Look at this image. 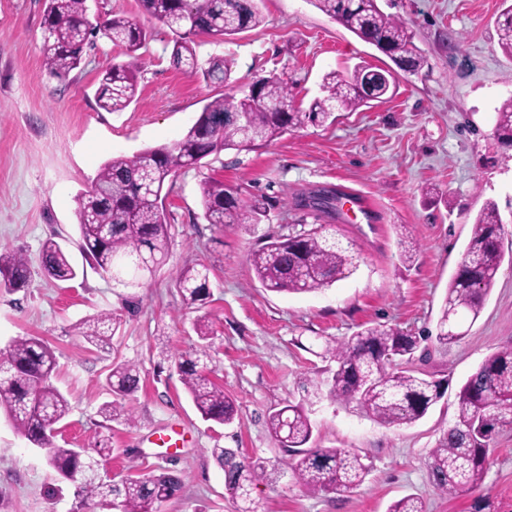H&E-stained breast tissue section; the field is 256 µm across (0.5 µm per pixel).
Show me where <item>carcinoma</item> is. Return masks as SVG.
Segmentation results:
<instances>
[{
    "instance_id": "carcinoma-1",
    "label": "carcinoma",
    "mask_w": 512,
    "mask_h": 512,
    "mask_svg": "<svg viewBox=\"0 0 512 512\" xmlns=\"http://www.w3.org/2000/svg\"><path fill=\"white\" fill-rule=\"evenodd\" d=\"M142 13L165 24L174 34L173 63L191 73L220 83L230 70L222 60L200 66L191 37L207 34L229 39L264 22L263 0H138ZM362 41L387 56L393 66L371 69L357 66L347 76L330 72L323 77V95L308 108L295 107L288 79L273 75L233 87L206 103L185 136L171 145L147 148L132 157L106 161L85 191L76 195L75 213L80 247L86 262L112 276L126 288L143 284L166 265L171 225L162 191L181 171L211 155L233 149L254 151L285 133L307 125L335 121L336 108L356 111L386 96L396 75L416 74L427 64L407 24L385 13L378 0H309ZM499 46L512 57V4L496 19ZM44 55L47 69L64 79L82 60L91 38L99 37L125 48L130 61L114 63L99 80L96 100L108 112H121L137 92L135 53L146 43L147 31L120 13L90 19L87 0H47L44 14ZM494 137L512 142V99L496 112ZM336 190H320L295 202L300 210L336 213ZM203 217L209 224L255 225L265 217L257 204L241 203L224 183L206 181L201 189ZM505 229L496 202L479 209L471 237L452 276L437 320L436 339L448 344L460 337L458 317L477 319L504 259ZM250 264L261 287L271 292L308 293L351 277L359 268V254L342 247L329 224L291 229L288 234L265 235L250 253ZM40 269L49 281L68 282L78 269L53 239L40 251ZM31 267L25 255L0 249V288L15 291L28 285ZM184 303L202 304L210 295L207 268L184 267L175 277ZM82 336L92 345L111 340L112 315H97L84 323ZM195 332L202 343L178 361L181 381L206 421L230 425L234 402L205 374L204 358L209 325L200 320ZM421 337L398 326H367L326 352L336 361L328 396L388 426L408 425L423 418L443 396L440 380L424 373L417 356ZM57 365L54 349L37 336L12 341L0 359V410L34 447L44 451L48 466L62 479L76 484L83 502L112 499L120 512H158L181 488L178 477L102 478L99 459L110 449L97 448L92 456L83 448H62L48 440L51 431L69 414L67 398L53 384ZM137 365L124 361L110 369L107 384L119 399L135 392ZM268 430L289 456L285 465L296 481L312 492L341 494L360 486L371 471L362 457L342 448H311L313 426L300 404L284 405L268 414ZM512 425V344L487 356L460 388L456 421L430 455L434 487L447 495L474 489L481 483L498 430ZM211 454L224 470V483L241 512H258L250 498L254 483L266 479L268 466L249 461L230 448ZM388 512H425L422 502L406 497Z\"/></svg>"
}]
</instances>
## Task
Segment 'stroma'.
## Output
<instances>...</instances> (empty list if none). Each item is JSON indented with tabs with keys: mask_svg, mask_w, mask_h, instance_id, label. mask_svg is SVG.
<instances>
[{
	"mask_svg": "<svg viewBox=\"0 0 512 512\" xmlns=\"http://www.w3.org/2000/svg\"><path fill=\"white\" fill-rule=\"evenodd\" d=\"M90 13L139 18L150 37L136 53L138 91L124 111L101 109L95 97L103 70L126 61L122 47L101 40L66 81L44 61L45 0H0V248L30 262L28 288L0 289V352L22 336L55 350L54 385L71 410L53 437L64 448L107 444L102 469L127 475H177L182 488L161 512H237L224 472L211 451L231 448L246 458L275 460L267 416L302 404L316 448H351L372 471L344 494L312 493L283 469L256 483L260 512H387L393 502L421 498L426 512H512V426L500 429L482 483L451 497L435 489L430 454L453 424L457 395L483 360L512 343V261L504 260L477 320L462 318L461 338L437 343L436 324L485 201L497 202L512 240V148L493 138L497 108L512 98V57L498 45L495 20L502 0H380L384 12L407 22L427 63L399 73L392 97L333 123L284 134L252 152L227 150L180 172L165 186L171 224L170 258L143 287L126 288L87 267L76 230L75 196L115 156L172 144L197 120L224 85L176 68L170 29L140 16L137 0H88ZM265 21L235 38H194L201 64L231 62V79L244 87L271 75L290 78L295 103L307 108L322 77L355 64L389 67V59L315 8L310 0H263ZM222 181L242 201H261L266 219L256 229L212 225L202 217L201 185ZM321 188L354 189L374 204L361 213L312 215L296 198ZM335 225L361 254L357 272L322 290L293 294L261 288L249 261L262 235L289 225ZM406 226L416 260L399 262L398 228ZM55 239L84 273L69 282L45 280L40 250ZM205 265L210 296L184 305L177 270ZM114 319L110 344L96 347L79 333L101 313ZM208 317L210 377L236 405L233 424L203 420L176 366L198 344L193 324ZM395 325L426 335L421 367L445 382L443 398L415 424L385 426L360 411L315 394L335 370L325 346L363 327ZM139 368V389L108 419L106 377L113 363ZM170 423L184 428L187 448H161L153 435ZM0 512H113L81 504L73 483L47 465L42 450L0 413Z\"/></svg>",
	"mask_w": 512,
	"mask_h": 512,
	"instance_id": "obj_1",
	"label": "stroma"
}]
</instances>
